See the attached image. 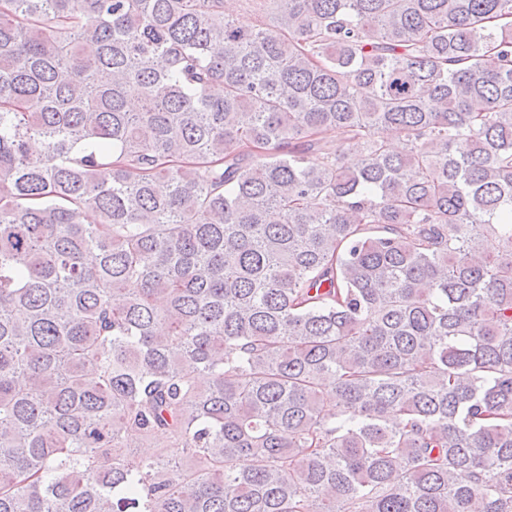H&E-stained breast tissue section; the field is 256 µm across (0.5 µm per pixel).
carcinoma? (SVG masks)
Listing matches in <instances>:
<instances>
[{
    "mask_svg": "<svg viewBox=\"0 0 512 512\" xmlns=\"http://www.w3.org/2000/svg\"><path fill=\"white\" fill-rule=\"evenodd\" d=\"M258 2L0 0V512H512V0Z\"/></svg>",
    "mask_w": 512,
    "mask_h": 512,
    "instance_id": "1",
    "label": "carcinoma"
}]
</instances>
